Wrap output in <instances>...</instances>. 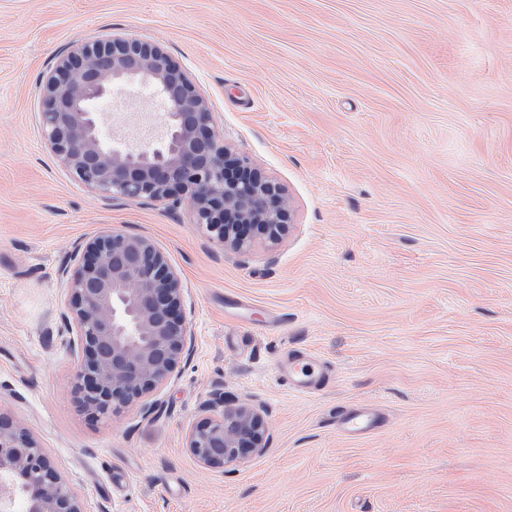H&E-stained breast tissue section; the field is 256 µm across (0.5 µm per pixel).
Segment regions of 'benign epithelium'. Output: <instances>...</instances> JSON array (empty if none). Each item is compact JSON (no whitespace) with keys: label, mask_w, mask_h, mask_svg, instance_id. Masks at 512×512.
Here are the masks:
<instances>
[{"label":"benign epithelium","mask_w":512,"mask_h":512,"mask_svg":"<svg viewBox=\"0 0 512 512\" xmlns=\"http://www.w3.org/2000/svg\"><path fill=\"white\" fill-rule=\"evenodd\" d=\"M132 85L163 104L167 135L158 146H126L104 131L103 112ZM40 126L57 159L89 189L105 197H185L226 251L250 252L257 234L273 247L288 234L285 189L224 147L207 100L157 44L121 37L77 44L46 78ZM63 275L82 408L110 415L163 384L191 336L167 255L146 237L107 229L76 249ZM206 411L188 437L201 464H237L268 447L263 408L216 391ZM19 497L27 512H84L43 448L1 414L0 512H11Z\"/></svg>","instance_id":"obj_1"}]
</instances>
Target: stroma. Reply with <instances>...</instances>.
I'll return each mask as SVG.
<instances>
[{"instance_id":"35a3bbf8","label":"stroma","mask_w":512,"mask_h":512,"mask_svg":"<svg viewBox=\"0 0 512 512\" xmlns=\"http://www.w3.org/2000/svg\"><path fill=\"white\" fill-rule=\"evenodd\" d=\"M112 37L159 44L286 188L279 245L224 251L188 201L58 161L45 79ZM142 98L103 116L133 147L161 124ZM112 228L167 254L192 336L153 413L93 418L62 272ZM296 348L325 387L277 383ZM217 389L265 409L269 446L208 468L187 435ZM360 408L378 427L343 435ZM0 411L85 512H512V0H0Z\"/></svg>"}]
</instances>
